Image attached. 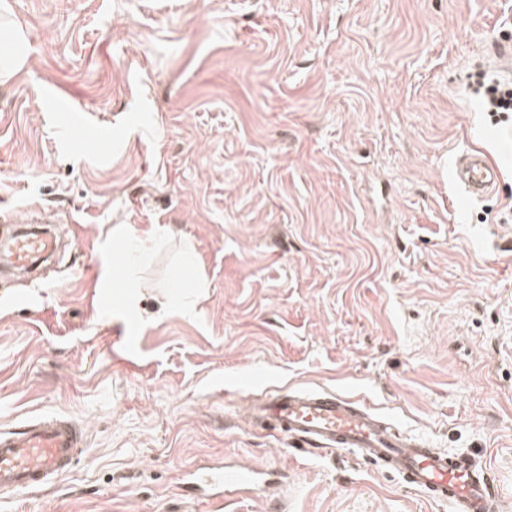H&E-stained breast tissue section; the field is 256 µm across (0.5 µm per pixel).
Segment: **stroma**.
<instances>
[{
  "label": "stroma",
  "instance_id": "obj_1",
  "mask_svg": "<svg viewBox=\"0 0 512 512\" xmlns=\"http://www.w3.org/2000/svg\"><path fill=\"white\" fill-rule=\"evenodd\" d=\"M0 233L63 248L0 273V426L59 415L87 442L0 512H450L353 451L297 454L253 427L288 387L365 401L490 470L512 512V0H0ZM91 113L74 144L50 107ZM477 148L497 190L459 205ZM118 224L171 234L123 268ZM207 286L167 308L184 253ZM120 266L100 284L102 262ZM278 466L216 503L186 470ZM478 90L484 89V97L489 105L488 112H512V84L494 83L485 86L482 74L476 76Z\"/></svg>",
  "mask_w": 512,
  "mask_h": 512
}]
</instances>
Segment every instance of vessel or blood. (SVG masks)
I'll return each mask as SVG.
<instances>
[{
  "label": "vessel or blood",
  "mask_w": 512,
  "mask_h": 512,
  "mask_svg": "<svg viewBox=\"0 0 512 512\" xmlns=\"http://www.w3.org/2000/svg\"><path fill=\"white\" fill-rule=\"evenodd\" d=\"M463 195L481 198L495 191L501 173L483 151L470 149L456 160ZM57 250L49 229L23 231L0 243V264L32 271ZM253 425L288 435L300 450H352L364 461L400 477L454 512H496L497 495L487 469L476 458L429 447L400 432L371 406L328 389L288 390L257 399L249 409ZM83 433L62 417L40 416L17 428H0V494L36 490L71 471ZM273 468L219 466L188 474L193 496L251 492L267 486Z\"/></svg>",
  "instance_id": "b4317fda"
}]
</instances>
